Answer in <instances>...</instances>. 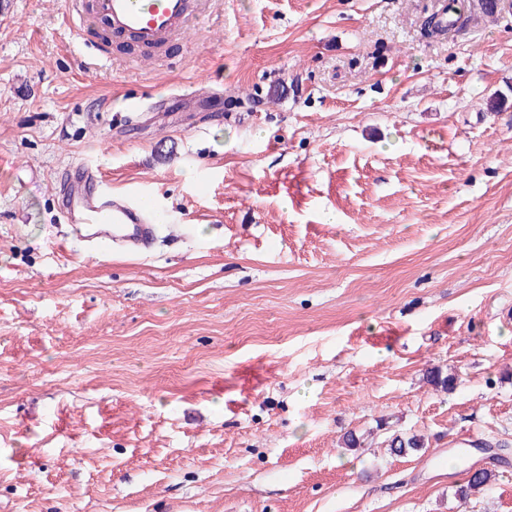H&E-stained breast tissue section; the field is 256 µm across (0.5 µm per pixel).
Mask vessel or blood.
Masks as SVG:
<instances>
[{
  "mask_svg": "<svg viewBox=\"0 0 512 512\" xmlns=\"http://www.w3.org/2000/svg\"><path fill=\"white\" fill-rule=\"evenodd\" d=\"M210 4L211 0H65L82 34L98 37L100 28H107L108 39H100L97 47L104 60L111 59L115 40L160 49L186 38L195 18ZM57 194L74 238L138 253L153 249L162 216L148 196L112 192L99 169L84 165L60 183Z\"/></svg>",
  "mask_w": 512,
  "mask_h": 512,
  "instance_id": "b4317fda",
  "label": "vessel or blood"
}]
</instances>
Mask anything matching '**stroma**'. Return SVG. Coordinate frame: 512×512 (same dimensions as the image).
<instances>
[{"label":"stroma","mask_w":512,"mask_h":512,"mask_svg":"<svg viewBox=\"0 0 512 512\" xmlns=\"http://www.w3.org/2000/svg\"><path fill=\"white\" fill-rule=\"evenodd\" d=\"M443 2L212 0L108 65L0 0V512H512V6ZM77 163L150 255L71 240ZM381 421L427 448H342ZM477 5L475 1L471 0H448L446 11L441 12L438 20L440 28H446L448 25V16L452 18V26L460 19L465 17L466 14L471 13ZM495 479V474L491 470L480 469L468 477L464 484H460L455 491V496L461 501H465L470 495L485 490Z\"/></svg>","instance_id":"obj_1"}]
</instances>
